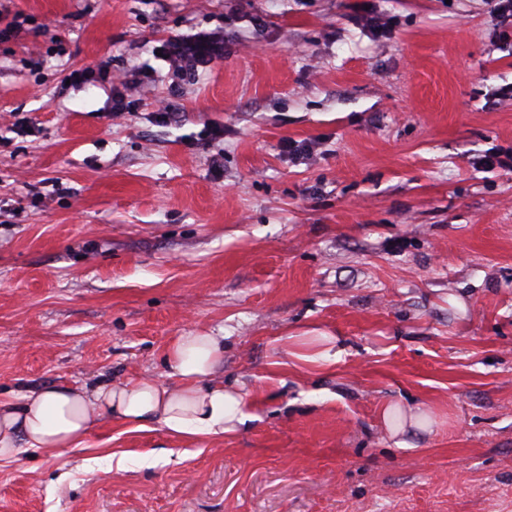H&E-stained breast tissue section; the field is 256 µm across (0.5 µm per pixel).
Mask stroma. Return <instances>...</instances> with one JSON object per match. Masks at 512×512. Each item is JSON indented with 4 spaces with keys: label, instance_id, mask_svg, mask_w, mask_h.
I'll return each mask as SVG.
<instances>
[{
    "label": "stroma",
    "instance_id": "obj_1",
    "mask_svg": "<svg viewBox=\"0 0 512 512\" xmlns=\"http://www.w3.org/2000/svg\"><path fill=\"white\" fill-rule=\"evenodd\" d=\"M506 84L486 0H0V401L207 331L258 415L102 420L1 463L0 512H512Z\"/></svg>",
    "mask_w": 512,
    "mask_h": 512
}]
</instances>
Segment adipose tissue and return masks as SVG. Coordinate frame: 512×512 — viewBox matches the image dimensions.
<instances>
[{
    "instance_id": "1",
    "label": "adipose tissue",
    "mask_w": 512,
    "mask_h": 512,
    "mask_svg": "<svg viewBox=\"0 0 512 512\" xmlns=\"http://www.w3.org/2000/svg\"><path fill=\"white\" fill-rule=\"evenodd\" d=\"M221 337H178L165 353L169 383L152 378L93 388L49 387L0 402V461L28 452L61 455L83 445L92 427L111 418L135 428L159 424L172 437L217 441L253 421L254 404L239 383L218 378Z\"/></svg>"
}]
</instances>
